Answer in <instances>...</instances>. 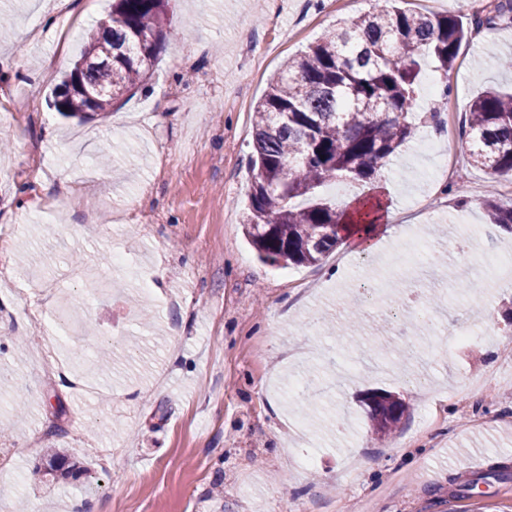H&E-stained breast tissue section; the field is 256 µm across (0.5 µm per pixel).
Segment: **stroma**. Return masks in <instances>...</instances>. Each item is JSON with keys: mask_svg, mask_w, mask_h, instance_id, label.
<instances>
[{"mask_svg": "<svg viewBox=\"0 0 512 512\" xmlns=\"http://www.w3.org/2000/svg\"><path fill=\"white\" fill-rule=\"evenodd\" d=\"M372 0H170V37L151 76L112 110L109 124L59 115L54 79L69 71L88 26L112 0H74L71 35L50 25V0H0L14 21L0 39V114L19 90L30 111L0 126V503L12 512H512V284L488 289L486 307L453 301L449 265L429 263L417 294L439 288L441 328L478 322L491 333L463 346L415 329L401 288L381 282L403 240L442 229L454 250L512 253V234L480 243L488 196L512 200L498 178L469 166L457 135L462 195L434 189L436 162L415 136L388 165L391 189L328 183L322 198H380L395 228L373 249L337 246L320 266L262 262L243 235L254 173L253 112L269 78ZM55 56V67L41 61ZM512 28L483 27L462 43L449 103L464 127L487 87L512 89ZM190 59L191 68L178 59ZM111 141L110 167L89 157ZM119 251L128 265L103 254ZM364 322L333 332L347 302ZM78 307L80 336L55 339L56 309ZM149 306L155 324L143 325ZM112 348L111 372H83L78 352ZM314 381L306 423L284 392ZM372 391L409 406L393 438L372 432ZM63 449L66 474L44 451ZM318 449L301 469L298 450Z\"/></svg>", "mask_w": 512, "mask_h": 512, "instance_id": "stroma-1", "label": "stroma"}]
</instances>
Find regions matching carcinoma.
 <instances>
[{"mask_svg": "<svg viewBox=\"0 0 512 512\" xmlns=\"http://www.w3.org/2000/svg\"><path fill=\"white\" fill-rule=\"evenodd\" d=\"M169 0H112L110 25L84 33L80 58L55 93L66 118L93 112L107 123L114 102L146 81L170 30ZM337 24L273 74L254 111L256 174L243 212L245 235L272 264L318 266L340 240L342 215L316 197L328 181L367 182L417 130V81L425 59L448 73L473 27L512 24V0L470 21L388 7ZM464 134L471 164L512 177V92L490 88L472 103ZM307 205H298V199ZM486 223L512 232V204L485 200ZM373 432L394 434L406 403L387 392L364 399Z\"/></svg>", "mask_w": 512, "mask_h": 512, "instance_id": "1", "label": "carcinoma"}]
</instances>
